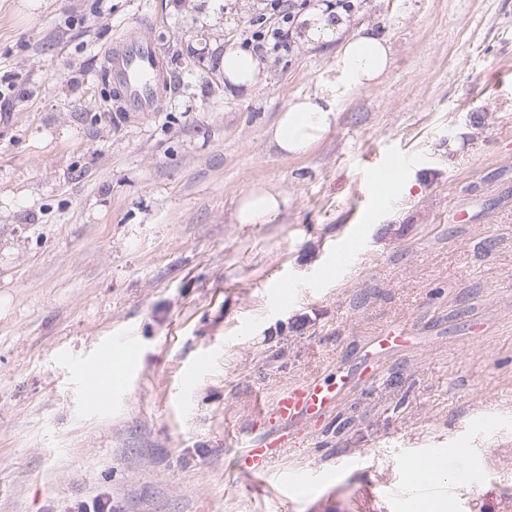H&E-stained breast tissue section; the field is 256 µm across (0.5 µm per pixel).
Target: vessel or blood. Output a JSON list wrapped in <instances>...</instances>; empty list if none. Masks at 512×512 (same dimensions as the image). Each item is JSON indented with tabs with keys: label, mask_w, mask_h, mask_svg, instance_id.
<instances>
[{
	"label": "vessel or blood",
	"mask_w": 512,
	"mask_h": 512,
	"mask_svg": "<svg viewBox=\"0 0 512 512\" xmlns=\"http://www.w3.org/2000/svg\"><path fill=\"white\" fill-rule=\"evenodd\" d=\"M105 74L112 85L115 109L119 112H157L170 91V76L152 33L149 19H141L122 34L119 41L107 52L104 60ZM136 347L132 338H124L110 351L116 360L113 373L103 376L100 383H87L83 398L87 405L102 402L112 388L126 385ZM336 387L318 380H309L281 392L268 411L274 422L291 426L321 418L336 404ZM283 438H266L252 441L249 448L235 457L233 465L242 473L259 479L266 473L268 458L273 449L283 447ZM451 451L436 455H423L418 459L423 471L416 484L421 500L440 491L442 479L436 474L443 468Z\"/></svg>",
	"instance_id": "b4317fda"
}]
</instances>
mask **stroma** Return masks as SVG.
Here are the masks:
<instances>
[{
	"label": "stroma",
	"instance_id": "obj_1",
	"mask_svg": "<svg viewBox=\"0 0 512 512\" xmlns=\"http://www.w3.org/2000/svg\"><path fill=\"white\" fill-rule=\"evenodd\" d=\"M337 3L394 63L285 159L265 131L336 48L290 38L264 85L227 88L268 0H0V512H423L409 465L448 448L437 512H512V0ZM146 16L171 91L123 116L104 56ZM397 161L414 185L389 201L373 173ZM257 183L280 216L235 223ZM395 328L412 343L361 373ZM117 336L133 377L88 408L76 366ZM349 372L262 479L233 468L280 392Z\"/></svg>",
	"mask_w": 512,
	"mask_h": 512
}]
</instances>
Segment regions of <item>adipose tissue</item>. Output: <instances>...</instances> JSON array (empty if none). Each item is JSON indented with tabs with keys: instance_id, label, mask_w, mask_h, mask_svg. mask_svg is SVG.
Wrapping results in <instances>:
<instances>
[{
	"instance_id": "adipose-tissue-1",
	"label": "adipose tissue",
	"mask_w": 512,
	"mask_h": 512,
	"mask_svg": "<svg viewBox=\"0 0 512 512\" xmlns=\"http://www.w3.org/2000/svg\"><path fill=\"white\" fill-rule=\"evenodd\" d=\"M349 21L327 0L299 19L298 38L314 45L337 46L336 64L329 78L309 93L292 97L267 130L268 142L283 157L307 153L336 123L339 102L357 90L380 82L393 61L388 39L371 28L349 31ZM224 81L235 89L252 90L266 76V65L252 51L228 47L221 62ZM285 200L279 192L256 185L242 194L234 211L238 224H268L279 215Z\"/></svg>"
}]
</instances>
